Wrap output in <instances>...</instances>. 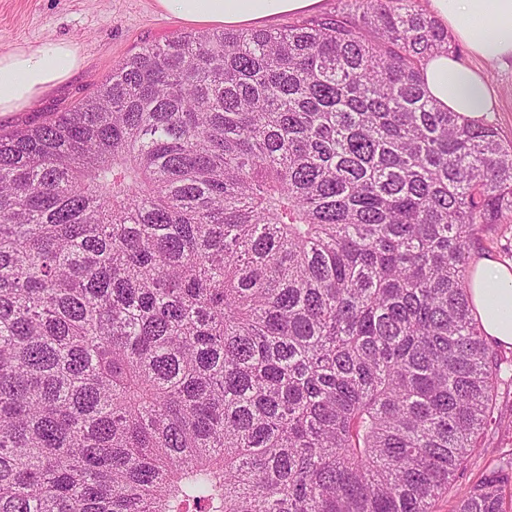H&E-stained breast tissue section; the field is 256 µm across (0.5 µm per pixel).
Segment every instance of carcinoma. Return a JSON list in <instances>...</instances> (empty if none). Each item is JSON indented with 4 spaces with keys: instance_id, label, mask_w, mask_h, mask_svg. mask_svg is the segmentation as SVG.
<instances>
[{
    "instance_id": "1",
    "label": "carcinoma",
    "mask_w": 512,
    "mask_h": 512,
    "mask_svg": "<svg viewBox=\"0 0 512 512\" xmlns=\"http://www.w3.org/2000/svg\"><path fill=\"white\" fill-rule=\"evenodd\" d=\"M453 52L415 0H340L0 133V512H430L512 429L468 294L512 143L427 97Z\"/></svg>"
}]
</instances>
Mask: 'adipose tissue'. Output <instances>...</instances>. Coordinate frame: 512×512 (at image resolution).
I'll list each match as a JSON object with an SVG mask.
<instances>
[{
	"label": "adipose tissue",
	"instance_id": "ef3b65f1",
	"mask_svg": "<svg viewBox=\"0 0 512 512\" xmlns=\"http://www.w3.org/2000/svg\"><path fill=\"white\" fill-rule=\"evenodd\" d=\"M321 0H156L191 26L239 28L284 14L315 11ZM427 11L471 54L487 62L512 59V0H427ZM77 49L45 41L0 52V115L16 112L80 68ZM425 90L443 109L481 119L495 99L486 77L441 55L423 68ZM488 340L512 346V267L478 263L469 290Z\"/></svg>",
	"mask_w": 512,
	"mask_h": 512
}]
</instances>
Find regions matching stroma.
Wrapping results in <instances>:
<instances>
[{
	"instance_id": "1",
	"label": "stroma",
	"mask_w": 512,
	"mask_h": 512,
	"mask_svg": "<svg viewBox=\"0 0 512 512\" xmlns=\"http://www.w3.org/2000/svg\"><path fill=\"white\" fill-rule=\"evenodd\" d=\"M187 26L158 10L155 0H0V51L44 41L77 46L84 63L67 82L21 111L0 116V131L70 106L146 44L158 43ZM458 60L486 77L496 99L490 115L502 139L512 141V60L487 63L459 49ZM512 449V431L489 430L481 453L432 502L431 512H456L459 501L502 452Z\"/></svg>"
}]
</instances>
